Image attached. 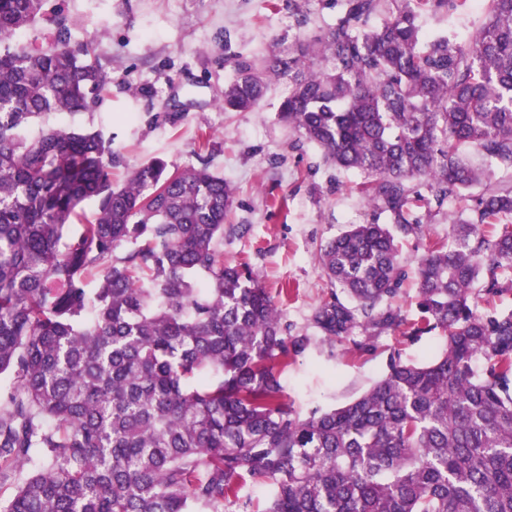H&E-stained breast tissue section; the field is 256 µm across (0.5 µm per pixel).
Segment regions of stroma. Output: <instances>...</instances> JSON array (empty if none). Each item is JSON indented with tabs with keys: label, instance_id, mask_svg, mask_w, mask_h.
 I'll list each match as a JSON object with an SVG mask.
<instances>
[{
	"label": "stroma",
	"instance_id": "1",
	"mask_svg": "<svg viewBox=\"0 0 512 512\" xmlns=\"http://www.w3.org/2000/svg\"><path fill=\"white\" fill-rule=\"evenodd\" d=\"M71 20V40L92 41L93 62L112 76L107 92L70 124L88 126L112 140L117 172L153 157L178 168L207 162L235 189L224 226V258L248 259L270 293L292 292L280 310L293 336L307 349L282 372L284 395L299 413L350 402L386 371L391 354L419 363L445 344L432 333L416 341L386 332L354 341L328 342L311 325L314 310L333 286L318 253L326 238L373 216L355 191L360 177L328 164L278 117L284 81L271 82L258 111L227 112L221 102L241 55L257 66L296 42L321 36L341 0H59ZM307 22L296 24V9ZM209 146L199 150L197 136ZM286 197V208L272 198ZM247 232H240V225Z\"/></svg>",
	"mask_w": 512,
	"mask_h": 512
}]
</instances>
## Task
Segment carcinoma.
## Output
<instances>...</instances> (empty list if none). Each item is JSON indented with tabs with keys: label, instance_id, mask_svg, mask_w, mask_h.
I'll use <instances>...</instances> for the list:
<instances>
[{
	"label": "carcinoma",
	"instance_id": "1",
	"mask_svg": "<svg viewBox=\"0 0 512 512\" xmlns=\"http://www.w3.org/2000/svg\"><path fill=\"white\" fill-rule=\"evenodd\" d=\"M470 39L423 17L473 0H342L336 21L260 69L235 61L224 111L257 109L288 82L278 116L388 218L320 247L342 294L313 314L329 339L360 329L445 336L425 363L393 355L363 395L299 414L280 369L305 351L247 262L224 261L234 188L209 167L154 159L112 185V139L86 127L33 132L88 111L112 82L71 43L50 0H0V512H512V0H481ZM42 21L54 39L16 43ZM484 161L477 168L464 153ZM429 188L424 195L420 186ZM459 203L448 239L426 235ZM93 221L68 233L82 204ZM423 252L417 320L393 299L396 236ZM47 469L23 472L35 457Z\"/></svg>",
	"mask_w": 512,
	"mask_h": 512
}]
</instances>
